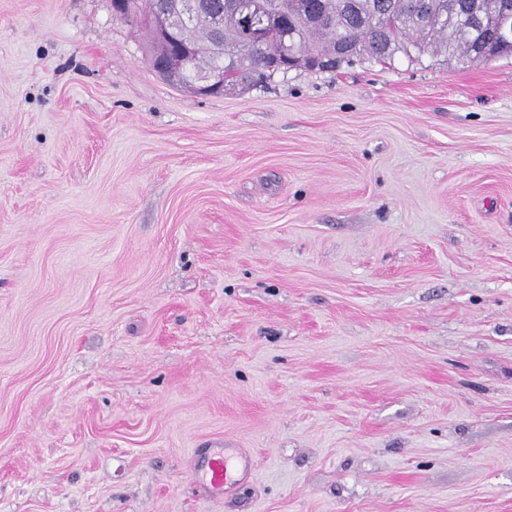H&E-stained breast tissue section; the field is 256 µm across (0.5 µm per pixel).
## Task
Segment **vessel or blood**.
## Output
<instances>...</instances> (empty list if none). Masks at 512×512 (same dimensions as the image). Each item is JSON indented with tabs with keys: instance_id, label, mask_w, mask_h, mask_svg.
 <instances>
[{
	"instance_id": "b4317fda",
	"label": "vessel or blood",
	"mask_w": 512,
	"mask_h": 512,
	"mask_svg": "<svg viewBox=\"0 0 512 512\" xmlns=\"http://www.w3.org/2000/svg\"><path fill=\"white\" fill-rule=\"evenodd\" d=\"M252 467V458L245 451L228 457L226 451L207 448L198 451L191 479L202 496L211 497L245 480Z\"/></svg>"
}]
</instances>
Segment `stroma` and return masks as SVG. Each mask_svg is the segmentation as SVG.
I'll return each mask as SVG.
<instances>
[{
	"label": "stroma",
	"mask_w": 512,
	"mask_h": 512,
	"mask_svg": "<svg viewBox=\"0 0 512 512\" xmlns=\"http://www.w3.org/2000/svg\"><path fill=\"white\" fill-rule=\"evenodd\" d=\"M0 512H512V57L203 98L0 0ZM227 448H206L199 450L193 464L191 479L202 496L211 497L222 493L226 488L245 480L252 467V457L244 450L233 457L236 460L229 464Z\"/></svg>",
	"instance_id": "obj_1"
}]
</instances>
